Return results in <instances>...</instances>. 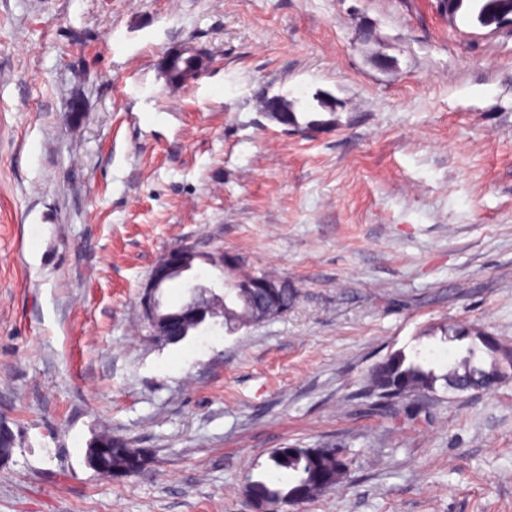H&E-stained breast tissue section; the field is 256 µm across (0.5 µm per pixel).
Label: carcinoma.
<instances>
[{
	"label": "carcinoma",
	"mask_w": 512,
	"mask_h": 512,
	"mask_svg": "<svg viewBox=\"0 0 512 512\" xmlns=\"http://www.w3.org/2000/svg\"><path fill=\"white\" fill-rule=\"evenodd\" d=\"M199 261L221 272L224 292L215 296V304L228 333L262 323L266 317L277 316L294 304L293 290L265 287L266 282L278 280L267 269L245 272L239 258L221 265L203 253ZM441 332L449 341L466 342L465 354L459 360L438 371L427 366L418 352L411 355L403 349L395 350L370 370L364 387L366 396L381 401L383 395L389 393L392 400L402 401L412 397H435L440 388L458 392L490 391L512 377V348L496 337L479 327L462 324L445 325ZM100 439L104 446L112 448L115 476H124L127 456L134 451V446L110 433L101 435ZM273 462L276 468L286 469L295 476V484L286 493L264 482L258 483L257 489L265 503L278 512L288 505L290 497L314 498L327 490V484L343 480L351 469L347 454L330 444L314 448L309 454H298L291 448L286 455L274 456Z\"/></svg>",
	"instance_id": "obj_1"
}]
</instances>
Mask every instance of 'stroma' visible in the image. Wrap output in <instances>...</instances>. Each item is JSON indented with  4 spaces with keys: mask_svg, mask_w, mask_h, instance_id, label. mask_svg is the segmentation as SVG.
Listing matches in <instances>:
<instances>
[{
    "mask_svg": "<svg viewBox=\"0 0 512 512\" xmlns=\"http://www.w3.org/2000/svg\"><path fill=\"white\" fill-rule=\"evenodd\" d=\"M483 2L0 0V512H248L273 452L322 443L350 475L288 512H512V380L364 395L390 351L459 357L446 322L512 347V13ZM186 46L207 70L170 83ZM276 95L336 121L287 130ZM184 243L293 306L152 338ZM106 431L143 472L88 465Z\"/></svg>",
    "mask_w": 512,
    "mask_h": 512,
    "instance_id": "obj_1",
    "label": "stroma"
}]
</instances>
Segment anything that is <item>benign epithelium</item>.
<instances>
[{"mask_svg":"<svg viewBox=\"0 0 512 512\" xmlns=\"http://www.w3.org/2000/svg\"><path fill=\"white\" fill-rule=\"evenodd\" d=\"M206 68V58L192 48L173 51L165 59L166 73L176 83L197 80ZM196 255L195 245L182 244L165 251L152 268L140 296L142 317L152 335L182 336L188 325L197 324L216 313L212 285L193 273ZM177 279L183 282L188 298L164 314L163 290ZM90 465L102 474L112 475V462L104 448L95 449V459L90 461Z\"/></svg>","mask_w":512,"mask_h":512,"instance_id":"1","label":"benign epithelium"}]
</instances>
